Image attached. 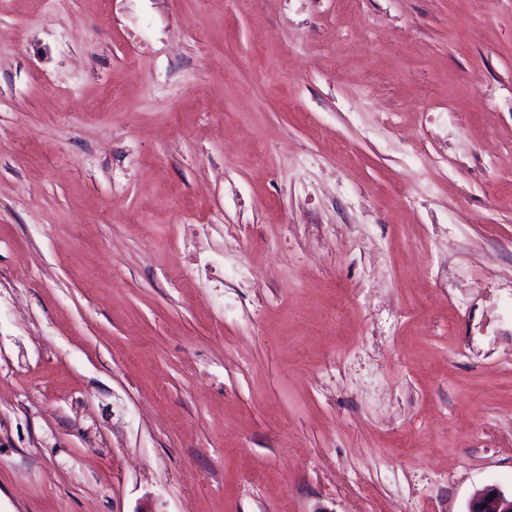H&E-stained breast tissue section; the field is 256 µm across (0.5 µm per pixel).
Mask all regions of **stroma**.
Instances as JSON below:
<instances>
[{
	"instance_id": "stroma-1",
	"label": "stroma",
	"mask_w": 512,
	"mask_h": 512,
	"mask_svg": "<svg viewBox=\"0 0 512 512\" xmlns=\"http://www.w3.org/2000/svg\"><path fill=\"white\" fill-rule=\"evenodd\" d=\"M0 512L512 490V0H0Z\"/></svg>"
}]
</instances>
